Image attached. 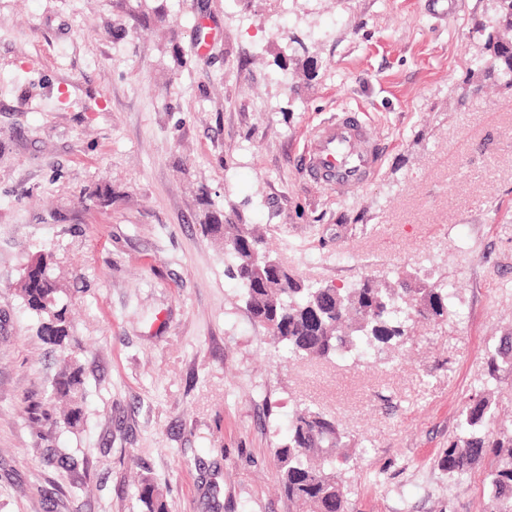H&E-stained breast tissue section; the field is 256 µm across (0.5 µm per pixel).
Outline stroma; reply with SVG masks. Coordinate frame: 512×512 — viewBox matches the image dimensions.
<instances>
[{"label":"stroma","instance_id":"obj_1","mask_svg":"<svg viewBox=\"0 0 512 512\" xmlns=\"http://www.w3.org/2000/svg\"><path fill=\"white\" fill-rule=\"evenodd\" d=\"M134 12L137 32L113 39ZM496 17V0H0V512H139L144 477L169 512H293L274 450L301 402L367 448L351 512H482L489 462L454 484L436 458L512 331V90L469 89ZM203 18L217 36L176 69ZM344 108L383 155L339 198L301 155ZM203 187L301 276L423 265L458 317L389 359L277 365L200 224ZM43 249L85 367L74 433L33 418L59 361L16 284Z\"/></svg>","mask_w":512,"mask_h":512}]
</instances>
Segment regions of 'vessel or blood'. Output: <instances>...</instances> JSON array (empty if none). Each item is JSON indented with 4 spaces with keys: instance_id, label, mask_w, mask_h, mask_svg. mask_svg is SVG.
<instances>
[{
    "instance_id": "1",
    "label": "vessel or blood",
    "mask_w": 512,
    "mask_h": 512,
    "mask_svg": "<svg viewBox=\"0 0 512 512\" xmlns=\"http://www.w3.org/2000/svg\"><path fill=\"white\" fill-rule=\"evenodd\" d=\"M382 151L358 112L342 110L316 126L302 157L309 180L347 195L361 187L376 169Z\"/></svg>"
}]
</instances>
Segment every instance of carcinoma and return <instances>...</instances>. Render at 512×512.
<instances>
[{"instance_id":"obj_1","label":"carcinoma","mask_w":512,"mask_h":512,"mask_svg":"<svg viewBox=\"0 0 512 512\" xmlns=\"http://www.w3.org/2000/svg\"><path fill=\"white\" fill-rule=\"evenodd\" d=\"M497 3L498 19L478 30L487 53L474 59L473 66L483 80L512 90V0ZM200 202L201 224L222 244L227 275L239 284L246 309L266 330L282 363L377 359L404 347L416 324L439 325L456 314L453 286L418 272L402 273L393 282L370 274L348 288H334L305 280L286 265L272 271L254 258L266 253L258 230L242 223L235 208L215 205L204 189ZM18 292L39 318L38 336L59 349L64 362L52 393L66 404L62 419L47 409L40 417L54 427L77 430L85 418L84 366L68 351L72 325L53 253L41 251L27 260ZM485 365L488 381L464 401L456 433L437 465L448 480L460 483L475 465L490 460L484 490L487 512H512V429L491 428L495 400L489 385L502 372H512V331L486 349ZM354 445L335 417L311 406L297 407L288 434L274 452L288 502L312 512H349L344 476L356 462ZM137 498L140 512H168L164 495L148 478L141 480Z\"/></svg>"}]
</instances>
